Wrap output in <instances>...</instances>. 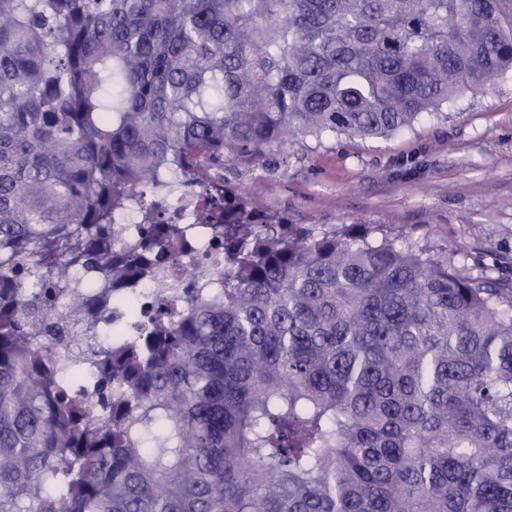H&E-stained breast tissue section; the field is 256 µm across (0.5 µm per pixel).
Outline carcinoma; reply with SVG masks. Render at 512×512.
Here are the masks:
<instances>
[{"label":"carcinoma","mask_w":512,"mask_h":512,"mask_svg":"<svg viewBox=\"0 0 512 512\" xmlns=\"http://www.w3.org/2000/svg\"><path fill=\"white\" fill-rule=\"evenodd\" d=\"M506 2L0 0V512H512V298L224 188L484 90ZM198 196L217 270L95 326Z\"/></svg>","instance_id":"cac0c4a2"}]
</instances>
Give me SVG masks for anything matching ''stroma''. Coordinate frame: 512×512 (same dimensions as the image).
I'll use <instances>...</instances> for the list:
<instances>
[{
	"instance_id": "35a3bbf8",
	"label": "stroma",
	"mask_w": 512,
	"mask_h": 512,
	"mask_svg": "<svg viewBox=\"0 0 512 512\" xmlns=\"http://www.w3.org/2000/svg\"><path fill=\"white\" fill-rule=\"evenodd\" d=\"M224 183L296 224H369L512 291V72L388 139L329 136L233 163Z\"/></svg>"
}]
</instances>
